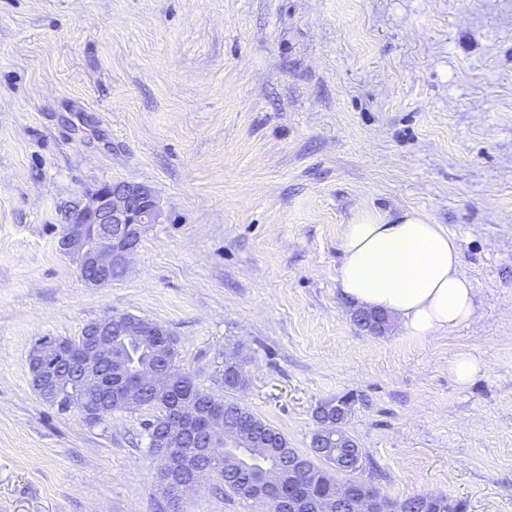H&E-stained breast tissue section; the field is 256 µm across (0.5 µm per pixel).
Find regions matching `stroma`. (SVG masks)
Here are the masks:
<instances>
[{
	"instance_id": "stroma-1",
	"label": "stroma",
	"mask_w": 512,
	"mask_h": 512,
	"mask_svg": "<svg viewBox=\"0 0 512 512\" xmlns=\"http://www.w3.org/2000/svg\"><path fill=\"white\" fill-rule=\"evenodd\" d=\"M150 184L163 216L87 286L65 202ZM414 210L459 246L472 321L362 332L337 290L358 210ZM127 312L182 367L307 450L353 394L361 478L512 512V0H0V512H160L149 410L97 425L29 384L41 339ZM461 354L483 364L459 386ZM180 512H252L211 486Z\"/></svg>"
}]
</instances>
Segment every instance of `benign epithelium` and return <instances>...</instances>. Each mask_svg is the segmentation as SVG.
<instances>
[{
    "label": "benign epithelium",
    "instance_id": "benign-epithelium-1",
    "mask_svg": "<svg viewBox=\"0 0 512 512\" xmlns=\"http://www.w3.org/2000/svg\"><path fill=\"white\" fill-rule=\"evenodd\" d=\"M163 214L160 199L153 188L144 182L112 181L102 183L71 200L65 209L64 231L59 240L61 251L72 258L80 278L92 287L112 283V269L127 270L132 257L137 253L141 240L149 225L159 223ZM137 320L129 313L103 316L86 324L76 351L79 362L77 377L63 374V356L70 353L71 345L52 341L38 343L28 355V370L33 390L39 397H48L67 404L77 393L102 392L112 389V382L98 371L101 363L112 359V334L115 325ZM357 325L371 335H384L389 327V318L381 314L357 310L354 313ZM142 336H150L163 346H168L170 332L153 323H142L138 328ZM119 383L123 387L124 399L134 400L143 383L170 399L175 381L186 372L177 367H167L151 374L147 379H128L121 371ZM354 399L344 395L336 402H322L313 411L317 424L314 436L321 442L336 441V447L346 444L344 425L352 413ZM166 428L176 433L190 428H199L206 434L207 447L201 452L219 457L220 448L245 447L247 425L233 430H224L222 420L208 414L173 416L166 420ZM158 456L163 465L170 468L188 469L182 463L178 448H159ZM211 474L207 470L182 472L170 480L169 503L174 507L181 497L195 492L207 482ZM314 482L310 473L299 469L288 474V479L277 500V512H296L304 505L315 501L312 494ZM335 498L349 503L353 512H383L380 493L368 484L353 478L336 482Z\"/></svg>",
    "mask_w": 512,
    "mask_h": 512
}]
</instances>
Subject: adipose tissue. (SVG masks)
Listing matches in <instances>:
<instances>
[{"mask_svg":"<svg viewBox=\"0 0 512 512\" xmlns=\"http://www.w3.org/2000/svg\"><path fill=\"white\" fill-rule=\"evenodd\" d=\"M337 287L353 306L387 313L425 339L472 320L474 288L456 240L416 211L359 210L340 241Z\"/></svg>","mask_w":512,"mask_h":512,"instance_id":"adipose-tissue-1","label":"adipose tissue"}]
</instances>
